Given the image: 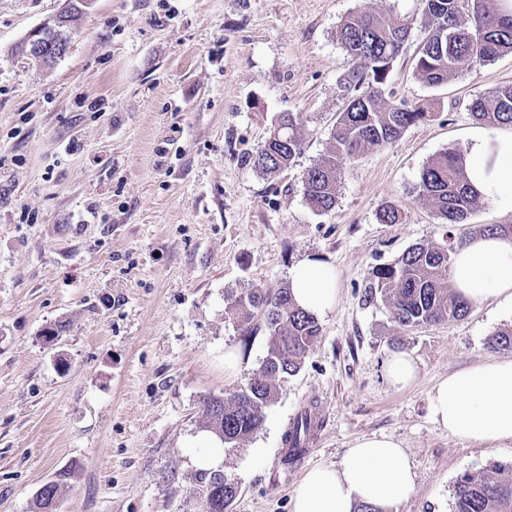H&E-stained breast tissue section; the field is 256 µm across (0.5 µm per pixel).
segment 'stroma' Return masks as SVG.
I'll list each match as a JSON object with an SVG mask.
<instances>
[{
  "label": "stroma",
  "instance_id": "obj_1",
  "mask_svg": "<svg viewBox=\"0 0 512 512\" xmlns=\"http://www.w3.org/2000/svg\"><path fill=\"white\" fill-rule=\"evenodd\" d=\"M65 5L0 0V512H33L49 482L56 512H197L187 448L202 401L239 389L269 346L262 320L241 335L227 300L288 284L308 256L334 267L337 303L300 370L277 381L261 429L226 450L239 485L229 512H292L303 475L367 436L394 438L412 460L415 491L397 512H452L460 476L512 463L511 442L452 438L429 404L449 374L512 358L489 344L512 311L488 301L401 327L369 295L373 269L414 245L449 249L458 233L512 224L511 209L482 199L454 228L414 190L477 129L471 101L512 84V54L430 87L414 74L425 36L414 27L385 97L433 102L431 118L345 162L335 208L318 214L302 176L330 149L353 66L336 29L363 8L415 15L419 0H89L62 59L17 52ZM283 112L303 150L267 177L248 157ZM386 201L402 223H379ZM228 346L244 351L231 381ZM402 352L419 373L398 390L385 364ZM306 409L322 426L285 461Z\"/></svg>",
  "mask_w": 512,
  "mask_h": 512
}]
</instances>
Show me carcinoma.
<instances>
[{"label": "carcinoma", "mask_w": 512, "mask_h": 512, "mask_svg": "<svg viewBox=\"0 0 512 512\" xmlns=\"http://www.w3.org/2000/svg\"><path fill=\"white\" fill-rule=\"evenodd\" d=\"M427 31L415 55V75L435 87L470 65L491 62L512 53V16L500 15L496 0H426L419 18L393 22L369 10H357L336 30V41L355 62L343 77L345 107L336 113L331 131L330 154L309 167L303 176L304 196L320 214L337 203L339 170L343 162L365 151L385 147L410 126L433 112V104H395L384 97V86L401 56L415 23ZM71 26L66 23L48 31L46 42L65 49ZM470 112L487 126L512 125V85L497 88L474 100ZM297 120L288 113L273 127L271 143L261 145L253 156L256 171L272 177L288 168L301 152ZM447 224L463 223L479 201L465 181L464 152L450 147L427 163L414 187ZM381 224H399L402 208L392 202L377 213ZM450 252L428 243L408 249L396 262L373 272L371 293L387 306L399 326L437 324L466 315L469 303L448 286ZM229 319L250 335L251 323L262 315L270 332L268 353L260 370L245 387L224 397L205 401L204 427L231 444L255 434L263 423V409L274 397L275 381L298 372L320 336L315 315L297 306L289 286L275 291L254 286L228 301ZM310 422L297 420L286 441L291 443L287 460L303 447ZM200 497L213 502L232 501L237 482L224 473L200 470L196 474ZM58 484L50 482L37 493L38 512H54ZM453 512H512V465L497 464L494 474L462 475L453 488Z\"/></svg>", "instance_id": "obj_1"}]
</instances>
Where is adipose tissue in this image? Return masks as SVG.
Here are the masks:
<instances>
[{"instance_id":"ef3b65f1","label":"adipose tissue","mask_w":512,"mask_h":512,"mask_svg":"<svg viewBox=\"0 0 512 512\" xmlns=\"http://www.w3.org/2000/svg\"><path fill=\"white\" fill-rule=\"evenodd\" d=\"M470 184L483 199L512 207V130L471 135L465 151ZM454 288L469 303L496 300L512 305V236L464 237L453 255ZM294 301L322 315L338 297L334 269L306 258L290 270ZM433 420L449 436L480 445L512 442V358L452 373L430 394ZM415 489V475L400 443L386 436L357 440L338 462L316 466L295 488L292 512H354L369 504L394 512Z\"/></svg>"}]
</instances>
